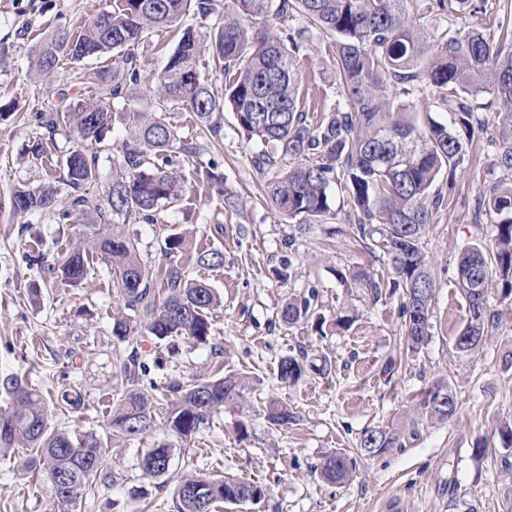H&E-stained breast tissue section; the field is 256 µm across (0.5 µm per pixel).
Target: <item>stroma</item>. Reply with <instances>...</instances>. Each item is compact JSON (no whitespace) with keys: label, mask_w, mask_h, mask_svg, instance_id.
<instances>
[{"label":"stroma","mask_w":512,"mask_h":512,"mask_svg":"<svg viewBox=\"0 0 512 512\" xmlns=\"http://www.w3.org/2000/svg\"><path fill=\"white\" fill-rule=\"evenodd\" d=\"M505 0H469L465 9L445 15L450 30L481 28L496 35ZM102 0H0V201L18 181L39 183L45 175L40 162L22 159L30 137L28 118L57 102L59 92L85 94L79 78L106 68L103 60L70 63L49 79L35 76L30 61L34 35H47L57 17L80 23ZM177 43L175 29L145 34L137 50L147 83L138 94L112 101V129L101 145L100 165L110 169L126 135L125 117L133 111L152 113L177 126L180 137L204 140L200 126L176 105L162 103L150 84L165 66ZM303 88L315 110L342 104L331 60L322 44H310L300 56ZM396 93L410 104L418 124L447 122L437 95L421 83L400 84ZM484 116L492 114L484 109ZM220 138L209 141L208 155L223 165V188L198 182L191 161L179 170L191 184L192 217L170 209L155 224H139L142 256L152 266L164 263L160 248L169 229L184 221L194 225L199 248L224 253L220 268L191 269V277L207 281L223 302L211 317V334L204 343L177 337H139L135 343L112 339V315L122 305L118 275L95 260L79 287L58 282L43 289L31 303L28 289L38 282L23 253H55L59 227L50 220H29L0 208V377L17 374L44 395L59 397L81 387L83 404L74 412L57 414L58 424L105 436L108 411L102 395L121 391V362L138 349L146 362L164 360L151 370L157 380L182 382L216 374H241L246 387L238 403L214 413L191 441L177 438L164 417L152 428L106 456V467L117 483L99 488L77 512H175L173 492L186 476L209 473L260 486L254 502L223 504L220 512H506L504 491L512 487V459L501 428L512 422V300L490 290L487 303L498 316L481 346L458 355L454 338L467 321L466 304L454 286L459 250L476 239L494 235V219L477 211L478 202L501 178L494 168L498 146L497 122L476 133L460 169L456 203L428 225L423 241L428 265L437 281L430 335L416 353L401 346L400 300L374 296L371 289L349 281L365 268L389 272L378 238H359L348 218L347 196L332 189L333 214L300 231L295 222L274 213L265 199L267 177L254 164L262 146L247 141L232 111L221 117ZM239 199L236 210L224 206V192ZM290 262L288 279L274 270ZM318 293L319 322L285 325L280 309L289 297ZM346 325H337V318ZM300 352L327 358L330 369L306 372L297 383L278 378L282 357ZM450 386L458 414L444 420L419 407L422 395L435 383ZM288 407L293 418L279 425L268 418L269 407ZM399 431L400 447L379 456L360 447L369 427ZM486 439L481 457L473 445ZM172 450L170 468L154 481L140 468L151 448ZM341 453L355 460L352 478L332 484L320 477L325 455ZM25 450L0 459V512H63L49 484L24 469Z\"/></svg>","instance_id":"35a3bbf8"}]
</instances>
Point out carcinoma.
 <instances>
[{
	"mask_svg": "<svg viewBox=\"0 0 512 512\" xmlns=\"http://www.w3.org/2000/svg\"><path fill=\"white\" fill-rule=\"evenodd\" d=\"M408 0H104V6L78 31L62 24L35 46L31 70L49 76L63 61L72 63L122 57L121 66L95 74V90L85 98L61 94L59 102L31 116L26 152L38 160L49 157L55 136L65 134L72 148L56 161L59 179L31 186L18 182L7 198L14 213L48 217L67 224L75 245L48 258L32 259L42 280L80 285L90 272V258L101 257L118 272L123 310L112 316V337L128 342L148 334L159 340L185 336L204 343L210 336L212 310L221 298L211 286L188 276V267L217 268L224 252L192 245L193 232L173 228L161 248L167 260L156 271L141 258L137 234L130 223L155 224L160 213L176 207L187 210V189L174 172L178 157H200L204 146L179 138L176 128L149 112L127 113L128 136L119 160L112 163V179L99 192V149L112 125L109 100L120 98L142 82L136 50L143 34L169 28L192 12L216 22L207 35L184 28L162 72L154 93L162 102L175 103L192 114L210 136L221 132V112L229 106L239 129L267 149L256 155L260 170L274 169L281 158L291 165L266 185L270 206L281 216L298 221L301 229L331 213L330 187L347 192L350 216L359 236L380 235L394 276L384 281L368 270L353 275L374 294L385 287L400 292L402 343L417 353L430 335V313L436 280L426 262L423 236L441 210L455 199L456 171L465 158L466 141L482 124L474 102L488 98L501 117L504 131L495 166L502 183L485 200L496 216L495 235L487 243L461 248L455 287L466 303L467 321L455 337V351L473 353L495 322L486 303L496 286L512 298V12L499 24L497 37L478 29L450 35L424 23H441L448 4L467 0H432L429 17L416 19L407 12ZM301 18L305 26L279 35L269 22ZM314 38L327 45L345 99L309 118L297 66L301 46ZM206 60L223 74L224 95L212 92L201 79ZM417 81L438 93L448 123L429 121L421 127L408 120L407 105L392 87ZM447 175L446 189H431ZM195 175L209 186L224 184L215 162L195 164ZM318 293L291 297L282 306L281 319L295 325L315 313ZM309 369L301 353L288 355L278 365V379L295 383ZM126 388L112 402L108 415L109 440L124 441L148 431L159 401L156 392L172 395L165 417L171 430L188 439L226 403L241 397V380L219 376L185 384L157 382L137 353L123 362ZM0 455L17 448L30 452L24 467L45 477L55 498L76 509L96 482L110 486L116 476L105 466V446L96 434L53 423L55 405L22 377H0ZM421 404L451 419L458 406L453 391L437 385ZM399 434L372 427L364 431L360 447L380 455L395 447ZM171 449L152 448L141 468L157 479L170 467ZM321 477L331 483L347 481L350 462L338 454L325 456ZM261 498L262 489L246 481L196 474L174 489L176 512H213L220 503Z\"/></svg>",
	"mask_w": 512,
	"mask_h": 512,
	"instance_id": "obj_1",
	"label": "carcinoma"
}]
</instances>
